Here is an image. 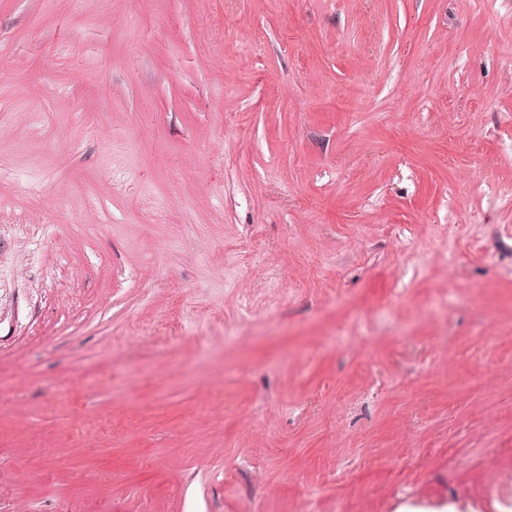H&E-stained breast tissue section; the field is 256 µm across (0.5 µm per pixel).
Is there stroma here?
I'll list each match as a JSON object with an SVG mask.
<instances>
[{"mask_svg":"<svg viewBox=\"0 0 512 512\" xmlns=\"http://www.w3.org/2000/svg\"><path fill=\"white\" fill-rule=\"evenodd\" d=\"M310 501L512 502V0H0V512Z\"/></svg>","mask_w":512,"mask_h":512,"instance_id":"obj_1","label":"stroma"}]
</instances>
